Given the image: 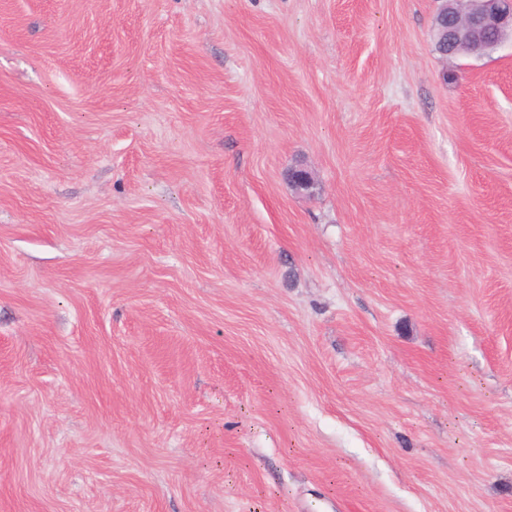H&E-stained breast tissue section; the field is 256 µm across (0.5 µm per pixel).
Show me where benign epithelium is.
<instances>
[{"instance_id": "7a95c632", "label": "benign epithelium", "mask_w": 512, "mask_h": 512, "mask_svg": "<svg viewBox=\"0 0 512 512\" xmlns=\"http://www.w3.org/2000/svg\"><path fill=\"white\" fill-rule=\"evenodd\" d=\"M435 30L444 56L481 57L512 34V0H442ZM287 179L301 195L316 192L313 173L302 163L288 170Z\"/></svg>"}]
</instances>
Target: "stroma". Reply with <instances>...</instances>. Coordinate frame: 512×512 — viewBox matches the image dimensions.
Wrapping results in <instances>:
<instances>
[{
  "mask_svg": "<svg viewBox=\"0 0 512 512\" xmlns=\"http://www.w3.org/2000/svg\"><path fill=\"white\" fill-rule=\"evenodd\" d=\"M438 8L0 0V512H512V42ZM445 57H481L512 34L511 0H442L435 18ZM496 35L494 42L489 38ZM460 49H465L462 53ZM288 182L301 195L313 196L317 189V183L310 169L300 163L288 170Z\"/></svg>",
  "mask_w": 512,
  "mask_h": 512,
  "instance_id": "1",
  "label": "stroma"
}]
</instances>
